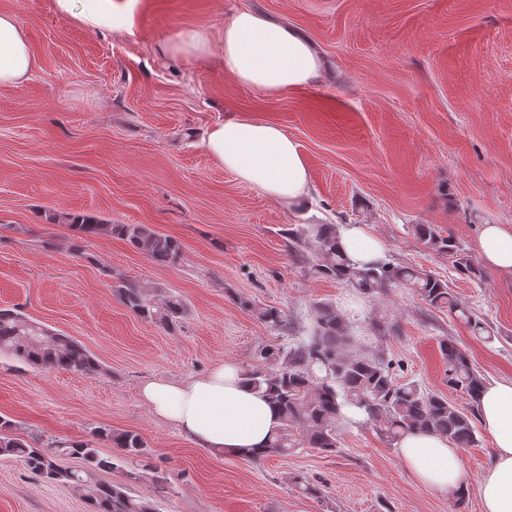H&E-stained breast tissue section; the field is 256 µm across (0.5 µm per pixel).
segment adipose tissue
Returning a JSON list of instances; mask_svg holds the SVG:
<instances>
[{
	"label": "adipose tissue",
	"instance_id": "ef3b65f1",
	"mask_svg": "<svg viewBox=\"0 0 512 512\" xmlns=\"http://www.w3.org/2000/svg\"><path fill=\"white\" fill-rule=\"evenodd\" d=\"M136 2L55 0V7L62 17L112 31L131 26ZM157 52L188 63L215 58L226 76L270 96L317 84L324 70L321 57L300 31L251 9L238 10L225 20L221 54H214L204 29L177 32L160 42ZM39 66L23 23L15 13L0 10V89L23 85ZM204 144L240 181L288 208L307 207L308 171L298 144L281 128L244 115L214 124ZM339 244L360 264L384 253L382 239L359 225L343 230ZM477 252L482 264L512 274V226L483 225ZM140 396L155 415L171 422L198 447L230 455L264 447L282 425L277 408L243 382L232 362L216 364L208 373L182 382H146ZM477 413L494 447L493 463L478 488L482 512H512V380L485 385ZM398 454L423 486L448 493L464 485L461 452L442 438L405 435Z\"/></svg>",
	"mask_w": 512,
	"mask_h": 512
}]
</instances>
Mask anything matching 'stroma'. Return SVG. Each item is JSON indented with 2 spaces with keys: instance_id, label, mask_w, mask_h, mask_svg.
Returning <instances> with one entry per match:
<instances>
[{
  "instance_id": "35a3bbf8",
  "label": "stroma",
  "mask_w": 512,
  "mask_h": 512,
  "mask_svg": "<svg viewBox=\"0 0 512 512\" xmlns=\"http://www.w3.org/2000/svg\"><path fill=\"white\" fill-rule=\"evenodd\" d=\"M25 25L40 68L0 90V309L70 336L103 372L88 378L0 355V417L23 435L85 440L95 428L134 431L152 466L126 482L160 512H480L475 488L493 462L481 431L462 449L467 495L418 484L397 446L370 426L338 427L339 450L305 449L257 463L201 448L140 398L150 380H186L221 361L247 368L259 348L305 335L316 304L342 313L371 353L413 380L449 389L439 350L455 340L486 382L512 378V275L459 273L425 247L415 225L450 230L469 256L485 224L512 225V0H138L128 30H91L59 16L54 0H0ZM260 11L310 39L328 66L316 85L265 95L204 60L156 54L180 29L223 40L225 18ZM241 115L276 125L303 155L312 197L302 211L240 181L206 151L213 124ZM61 213L146 224L182 245L159 266L124 241L97 237L72 250ZM298 224H358L395 263L446 282L496 334L473 335L447 310L402 289L368 297L311 272L288 253ZM126 279L181 297L187 312L164 330L133 315L112 286ZM280 309L272 330L241 300ZM168 482L159 494L156 474ZM323 485L315 500L290 483ZM67 485L0 457V512H86Z\"/></svg>"
}]
</instances>
